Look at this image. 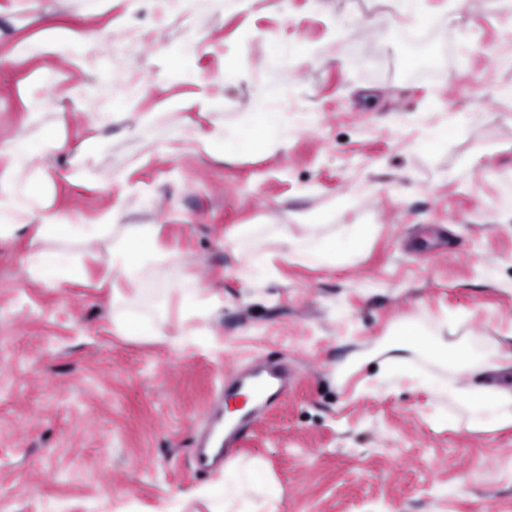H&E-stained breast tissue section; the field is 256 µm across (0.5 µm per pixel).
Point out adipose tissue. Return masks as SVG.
I'll return each instance as SVG.
<instances>
[{
	"mask_svg": "<svg viewBox=\"0 0 512 512\" xmlns=\"http://www.w3.org/2000/svg\"><path fill=\"white\" fill-rule=\"evenodd\" d=\"M400 12L411 18L408 26L391 24L383 34L391 41L406 44L411 50L428 47L430 60L420 67V81L423 85H435L439 69L448 59V30L452 19L447 10L426 11L424 0H399ZM60 141L47 138L39 143L19 139L0 150V160L5 167L0 170V244L13 239L21 230L20 225L4 223L3 218L17 204L14 176L25 168L33 157L60 150ZM303 237L292 238L286 260L304 262L310 260L332 261L339 256L353 253L357 242L365 238V228H357L339 235L326 224H307ZM32 248L22 258L21 263L29 278L43 283L46 287H56L60 282L72 279L75 273L73 261L61 251L47 248L49 239L75 242L83 247H91L101 242L109 243L110 248L104 258L106 273L101 287L111 292L113 317L124 330L136 329L145 335L166 342L172 349L182 352L199 345L202 329L189 327L177 335L165 330L166 322L159 317H146L145 309L155 312L167 303L172 290L166 278L160 277V267L170 262V254L155 245L154 228L143 229L140 237L152 240L153 246L145 257L133 256L129 227L114 221L112 211L103 212L92 222L65 224L54 215L41 216L38 224L32 225ZM270 233L283 236L290 233L285 224H254L240 230L230 241L234 251L242 257L237 270L240 279L258 284L272 271L270 257L261 250L260 240ZM134 284L132 294H124L121 283ZM473 337L466 336L451 347L434 349L430 357L441 367V374L431 376L426 388L437 399L432 415H440L442 402H449L459 409L452 418L458 429H475L483 424L495 429L512 427V386L486 384L482 381L485 372L512 362V345L496 343L474 347ZM209 512H272L279 496L275 483L264 484L256 495L241 490L232 477H225L223 488L207 486L197 493Z\"/></svg>",
	"mask_w": 512,
	"mask_h": 512,
	"instance_id": "obj_1",
	"label": "adipose tissue"
}]
</instances>
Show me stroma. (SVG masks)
<instances>
[{"label": "stroma", "mask_w": 512, "mask_h": 512, "mask_svg": "<svg viewBox=\"0 0 512 512\" xmlns=\"http://www.w3.org/2000/svg\"><path fill=\"white\" fill-rule=\"evenodd\" d=\"M427 5L451 8L467 39L432 87L413 75L428 53L382 35L403 21L398 0H0V145L64 144L17 174L9 222L110 210L153 225L179 263L168 333L180 289L222 301L212 336L182 353L116 328L93 285L106 244L72 246L89 279L54 288L23 271L26 240L1 246L0 512H155L175 496L207 512L197 491L223 476L195 474L194 433L225 369L264 355L298 377L235 469L280 486L276 512H512V428L430 418L424 352H405L411 380L378 394L379 362L350 363L423 316L439 320L437 344L512 333V210L498 202L512 184V0ZM290 41L299 52L278 59ZM274 112L315 121L271 152L261 116ZM147 121L177 128L168 154L142 137ZM444 122L446 142L420 149L421 126ZM301 214L372 234L334 266L285 261L276 237L273 274L238 278L229 238Z\"/></svg>", "instance_id": "stroma-1"}]
</instances>
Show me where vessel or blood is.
I'll list each match as a JSON object with an SVG mask.
<instances>
[{
	"label": "vessel or blood",
	"instance_id": "obj_1",
	"mask_svg": "<svg viewBox=\"0 0 512 512\" xmlns=\"http://www.w3.org/2000/svg\"><path fill=\"white\" fill-rule=\"evenodd\" d=\"M297 371L282 360L253 361L225 375L221 386L212 394L204 412V428L191 453L197 472L211 474L235 462L253 428L270 409L286 399ZM245 399L247 406L232 422L225 424L222 438H215L217 421L225 405Z\"/></svg>",
	"mask_w": 512,
	"mask_h": 512
}]
</instances>
